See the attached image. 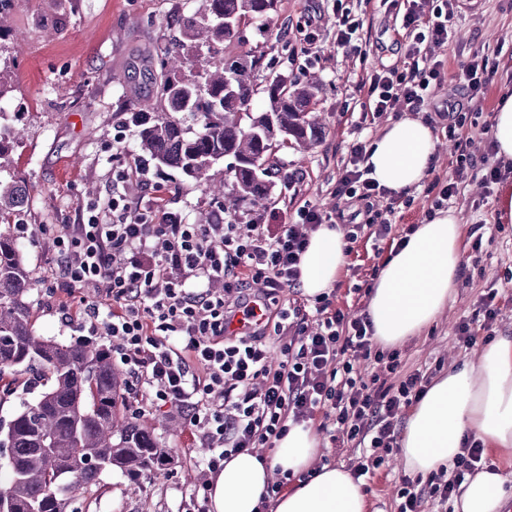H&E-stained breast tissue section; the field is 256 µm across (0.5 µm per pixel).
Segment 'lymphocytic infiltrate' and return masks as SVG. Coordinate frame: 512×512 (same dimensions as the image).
I'll list each match as a JSON object with an SVG mask.
<instances>
[{
  "label": "lymphocytic infiltrate",
  "instance_id": "f902f5d3",
  "mask_svg": "<svg viewBox=\"0 0 512 512\" xmlns=\"http://www.w3.org/2000/svg\"><path fill=\"white\" fill-rule=\"evenodd\" d=\"M401 41L402 67L374 69L361 75L356 89L364 116L422 111L445 77L436 47L453 37L451 21L459 0H405ZM448 136L458 154L452 182L441 187L439 201L459 194L472 168L470 130L460 111L448 118ZM368 147L357 142L341 168L334 193L350 202L388 197L387 216L370 224L375 241L392 231L391 213L401 203L386 195L364 166ZM119 181L134 179L146 200L132 203L116 191L79 207L78 223L68 225L53 244L60 262L57 274L67 283L59 305L64 324L77 288L105 285L107 308L86 305L78 322L90 335L106 337L113 359L129 376L125 409L132 418L165 409L206 442L203 472L217 473L224 462L256 448H271L289 423L318 420L340 447L354 452L353 478L372 477L397 448L399 428L409 407L427 393V371H403L401 353L374 340L367 315L350 316L333 298H314L312 305L276 308L274 332L280 361L270 364L265 326L229 335L225 324L250 311L249 290L263 282L269 290L296 289L298 264L310 234L333 221L332 213L306 204L288 222L279 214L257 212L248 232L216 215L208 224L185 223L168 210L162 185L143 160L123 170ZM482 325L460 322L457 341L470 349L483 329L501 312L498 289L478 302ZM374 360L378 371L364 375L359 360ZM481 440L468 437L451 471L426 483L399 480L397 512H425L428 501L447 504L466 476L485 465Z\"/></svg>",
  "mask_w": 512,
  "mask_h": 512
}]
</instances>
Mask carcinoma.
<instances>
[{
	"mask_svg": "<svg viewBox=\"0 0 512 512\" xmlns=\"http://www.w3.org/2000/svg\"><path fill=\"white\" fill-rule=\"evenodd\" d=\"M13 0H0V52L22 45L11 33ZM276 0H204L202 10L171 20L182 40L156 48L150 78L157 95L126 96L140 157L200 182L233 159L235 204L260 207L270 195V156L276 142L307 149L321 133L311 113L318 87L288 73L268 75L266 106L257 110L255 55H227L251 17L265 26ZM24 129L0 126V157L23 142ZM29 200L28 180L0 179V393H17L33 370L42 389L19 398L13 419L0 426L9 480L0 486V512H64V497L118 469L133 477L159 468L171 453L137 420L120 414L126 389L109 349L93 341L64 343L38 336L31 324L33 278L13 224Z\"/></svg>",
	"mask_w": 512,
	"mask_h": 512,
	"instance_id": "cac0c4a2",
	"label": "carcinoma"
}]
</instances>
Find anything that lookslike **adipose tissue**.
Returning <instances> with one entry per match:
<instances>
[{"instance_id":"ef3b65f1","label":"adipose tissue","mask_w":512,"mask_h":512,"mask_svg":"<svg viewBox=\"0 0 512 512\" xmlns=\"http://www.w3.org/2000/svg\"><path fill=\"white\" fill-rule=\"evenodd\" d=\"M495 157L512 165V92L493 116ZM438 141L420 119L390 122L370 150L371 176L386 190L412 192L431 171ZM461 223L452 209L437 210L385 261L367 305L374 337L385 347L420 335L441 314L462 274ZM341 227L320 225L299 263L304 296L330 292L346 264ZM485 447L512 452V336L498 337L475 360L451 366L409 413L401 433L406 470L423 476L453 465L467 436ZM322 438L312 423L289 424L267 459L242 453L225 461L210 484V512H259L274 470L296 482L272 500L269 512H365L359 483L344 468L320 463ZM512 498V471L499 467L467 477L454 512H502Z\"/></svg>"}]
</instances>
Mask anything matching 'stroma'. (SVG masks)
Here are the masks:
<instances>
[{
	"instance_id": "stroma-1",
	"label": "stroma",
	"mask_w": 512,
	"mask_h": 512,
	"mask_svg": "<svg viewBox=\"0 0 512 512\" xmlns=\"http://www.w3.org/2000/svg\"><path fill=\"white\" fill-rule=\"evenodd\" d=\"M50 0H14L10 23L24 46L0 69V79L11 91L0 103L6 122L24 124L23 144L0 161L6 171L31 177L36 187L18 216L27 225L29 241L22 255L33 277L32 322L37 335L69 341L78 336L60 320L58 298L63 283L56 279L58 254L55 236L77 223L80 203L114 187L129 191L128 184H113L112 176L126 168L137 152L136 131L122 107L123 92H154L148 58L162 39L172 38L171 19L197 11L202 0H64L65 22L58 30L46 28ZM363 23L361 37L367 55L360 58L336 45V18L343 12ZM318 17L309 29V17ZM400 18L377 0H278L266 30L249 20L239 27L240 42L234 53L253 51L263 58L257 85L275 70H288L292 78L320 82L316 115L319 140L305 154L279 150L275 164L302 170L304 180L295 188L274 181L267 201L270 210L292 214L303 203L327 211L345 209L333 188L348 151L358 138L375 140L385 123L362 126L356 107L355 83L362 71L400 64L396 31ZM455 39L441 47L438 56L446 77L430 100L445 108L458 85L459 65L472 54L488 56L494 75L481 102L482 117L492 120L499 94L512 83V0H478L455 18ZM123 141H116V134ZM228 162L212 167L210 180L224 183L222 198L209 196L203 185L164 170L158 177L169 208L191 224L215 213L231 199L233 178ZM497 195L480 181L451 199L462 223L463 273L454 297L437 320L420 335L404 342L400 350L405 371L430 368L437 375L450 366L475 359L476 350L458 348L456 326L475 318L484 290L497 288L504 307L492 328L493 336H512V223L495 221ZM480 251H472L474 239ZM390 248L376 250L368 237H359L334 287L336 304L355 312L367 305L356 289L380 271ZM160 414L151 413L141 423L171 448L173 459L164 469L138 478L115 471L99 483L71 497L72 512H196V490L203 480L200 461L208 450L187 432L181 418L171 430L159 428ZM405 473L397 456L366 480L362 491L366 512H396L394 483Z\"/></svg>"
}]
</instances>
